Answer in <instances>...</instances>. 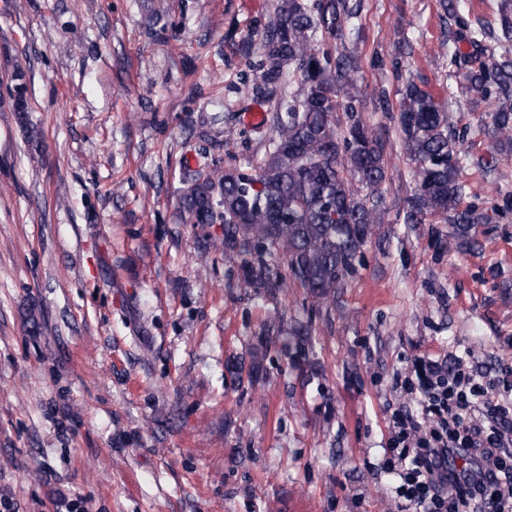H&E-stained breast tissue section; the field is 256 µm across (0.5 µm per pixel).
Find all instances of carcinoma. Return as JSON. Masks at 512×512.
Wrapping results in <instances>:
<instances>
[{"label": "carcinoma", "instance_id": "carcinoma-1", "mask_svg": "<svg viewBox=\"0 0 512 512\" xmlns=\"http://www.w3.org/2000/svg\"><path fill=\"white\" fill-rule=\"evenodd\" d=\"M440 6L460 37L478 47L469 53L454 47L450 65L463 72L465 93L488 104L484 122L512 145V13L502 8L493 28L471 19L463 0ZM359 16L360 4L351 0H280L261 37L262 78L297 90L271 115L264 159L251 170L214 164L184 182L183 223L223 225L212 246L243 256L245 279L262 288L280 287L282 275L270 260L282 259L310 297H335L385 223L387 141L362 119L365 89L356 57L336 51V37ZM487 36L504 52L486 53ZM392 68L401 80L396 98L384 88L376 98L384 111L399 113L400 148L414 165L404 222L448 224L459 250L480 252L478 225L491 223L498 207L469 198L459 119L437 94L402 79L399 62Z\"/></svg>", "mask_w": 512, "mask_h": 512}]
</instances>
